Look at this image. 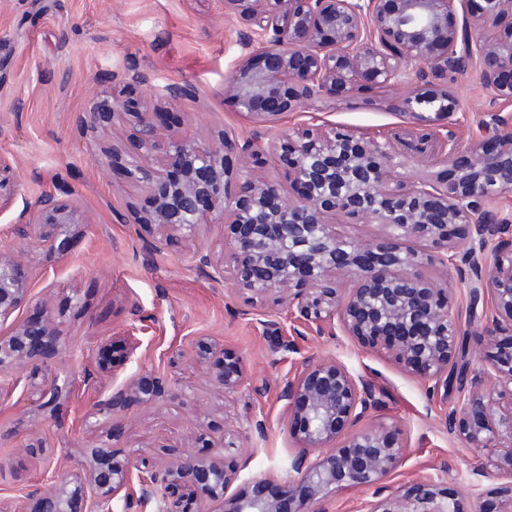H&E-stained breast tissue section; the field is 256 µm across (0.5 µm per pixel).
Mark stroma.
Wrapping results in <instances>:
<instances>
[{
    "label": "stroma",
    "mask_w": 512,
    "mask_h": 512,
    "mask_svg": "<svg viewBox=\"0 0 512 512\" xmlns=\"http://www.w3.org/2000/svg\"><path fill=\"white\" fill-rule=\"evenodd\" d=\"M263 43L225 12L224 0H0V156L17 176L10 197L0 201V250L30 281L16 315L36 321L40 301L52 306L66 352L44 364L57 384L80 376L91 361L104 365L84 396L55 400L29 388L31 365L0 372V512L21 501L34 505L37 494L72 477L97 448L135 457L145 472L185 456L218 460L236 472L230 493L266 478L271 495L284 497L296 477L293 460L325 454L298 447L297 422L280 397L305 356L341 362L371 385L377 404L362 427L386 424L403 445L385 479L395 495L433 482L457 500L460 512H512V473L489 466L483 453L448 430V409L463 397L458 383L434 388L383 350L340 333L317 334L287 305L250 301L201 276L192 254L228 249L223 225H204L192 244L151 255L146 232L122 223L132 207H143L146 193L113 168L104 150L113 142L131 148V126L117 118L91 129L82 119L126 86L150 104L159 103L164 86L184 87L173 123L213 144L219 132L232 135L240 146L226 156L233 169L245 162L243 146L270 151L275 134L338 127L370 141L406 136L403 179L429 172L447 180L453 176L448 141L466 150L512 130V101L495 97L472 59L448 75L459 108L446 119L416 123L402 113V100L433 82L431 73L413 71L386 88L370 85L353 98L304 104L258 121L225 96L224 80L246 58H257ZM135 73L140 82H132ZM47 191L77 202L84 213L83 224L60 237L52 257L13 232ZM454 243L447 267L429 275L454 288V315L474 378L488 348L478 339L481 323L471 308L491 309L492 300L485 295L472 303L468 234H456ZM133 336L139 340L134 349ZM201 336L242 359L247 384L238 393L224 394L211 380L194 348ZM131 378L153 385L152 402L132 397L113 418H85L89 401Z\"/></svg>",
    "instance_id": "stroma-1"
}]
</instances>
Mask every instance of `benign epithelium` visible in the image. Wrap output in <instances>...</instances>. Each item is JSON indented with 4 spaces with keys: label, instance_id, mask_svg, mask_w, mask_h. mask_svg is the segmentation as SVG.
I'll return each mask as SVG.
<instances>
[{
    "label": "benign epithelium",
    "instance_id": "obj_1",
    "mask_svg": "<svg viewBox=\"0 0 512 512\" xmlns=\"http://www.w3.org/2000/svg\"><path fill=\"white\" fill-rule=\"evenodd\" d=\"M455 0H224V9L265 37L260 53L264 67L248 60L225 79L224 95L242 112L269 120L305 101L353 94L364 84L389 87L411 68L448 74L462 55L476 57L482 79L496 96L512 100V0H483V17L499 22L491 37H469L480 20L464 17L462 27L448 24ZM133 118L138 152L124 156L112 149V162L127 176L153 188L152 205L139 216L148 229L150 251L174 241L193 240L204 224L229 217L234 246L217 256L193 253L195 267L209 280L230 284L252 298L288 291V306L317 330L341 329L361 341H382L411 373L448 385V377L467 375L458 365L460 328L452 314L453 292L428 283L429 265L448 264V226L468 225L475 241L469 258L476 269L473 304L488 290L494 316L484 327L483 341L495 342L512 332V240L500 237L502 226L483 209L492 195L512 190V133L498 134L492 144L475 146L480 159L448 141L454 178L440 183L425 174L414 182L400 179L403 154L394 142L366 141L346 130L309 128L276 137L283 178L297 190L283 203L277 182L250 173L236 177L224 167V152L239 148L224 134L220 151L187 133H165L158 113L140 112L126 103ZM402 111L418 122L431 116L451 117L456 98L442 84L406 97ZM242 195L228 192L232 179ZM16 175L0 158V198L11 192ZM370 217L385 228L371 248L360 250L349 228L352 220ZM83 223L79 209L53 193L38 201L35 215L13 231L34 247L52 251L57 238ZM426 241L429 254L415 248ZM495 243L492 267L484 265L489 243ZM351 269L356 286L343 296L336 273ZM28 275L7 252L0 251V369L34 359L56 346L60 331L53 314L18 320L13 314L28 296ZM223 362L213 373L224 393L241 390L246 375L240 360L222 351ZM302 372L286 381L281 397L299 421L297 440L303 448H327L314 462L293 463L298 474L289 512H315L314 505L347 486L374 487L383 481L401 455L394 433L384 426L363 429L333 447L343 432L373 409L367 384L345 366L301 361ZM493 388L470 394L448 411V429L471 448L486 452L497 470L512 472V352H496L490 363ZM151 392L136 380L120 384L89 407L86 417L114 415L124 400ZM88 483L63 479L38 496L36 512H73L78 497L89 500V512H123L153 500L174 499L178 487L198 483L210 499H221L225 512H281L269 495V482L258 479L242 493L224 494L235 472L217 462L192 457L172 462L160 473L139 478L133 487L135 461L107 459L98 451L85 461ZM371 512H459L456 502L430 483L419 484L405 500L387 498Z\"/></svg>",
    "mask_w": 512,
    "mask_h": 512
}]
</instances>
